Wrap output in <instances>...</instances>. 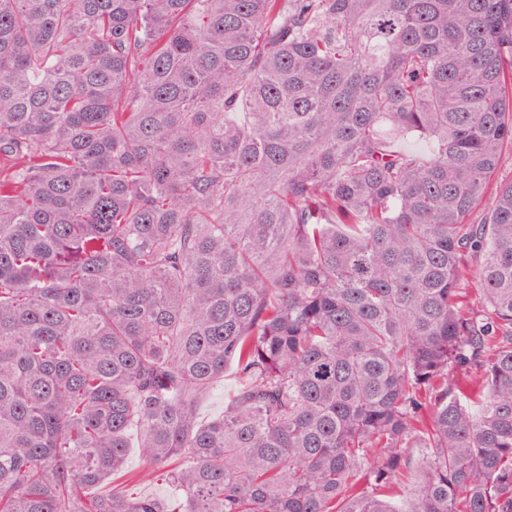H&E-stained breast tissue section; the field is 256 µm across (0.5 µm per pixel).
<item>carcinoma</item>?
<instances>
[{
  "mask_svg": "<svg viewBox=\"0 0 512 512\" xmlns=\"http://www.w3.org/2000/svg\"><path fill=\"white\" fill-rule=\"evenodd\" d=\"M508 159L512 0H0V512H512ZM238 383L235 368L230 366L224 371V377L217 380L207 396L199 403L198 419L207 423L224 413V404ZM139 435L135 429L128 433L127 460L124 469L125 476L119 482L130 478L126 484L130 485L132 492L138 496H149L157 500L166 501L171 496L170 487L163 481L141 480L145 470L142 449L139 447Z\"/></svg>",
  "mask_w": 512,
  "mask_h": 512,
  "instance_id": "obj_1",
  "label": "carcinoma"
}]
</instances>
